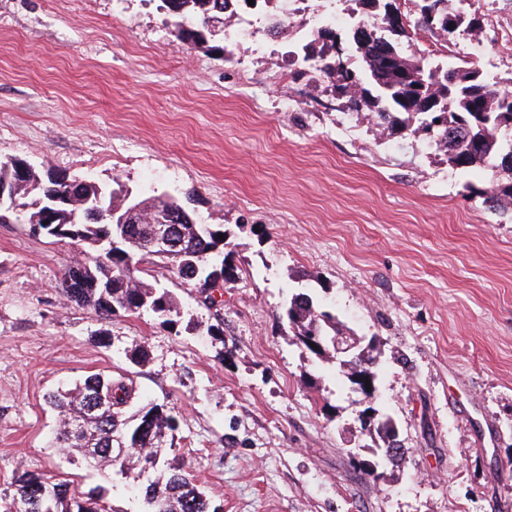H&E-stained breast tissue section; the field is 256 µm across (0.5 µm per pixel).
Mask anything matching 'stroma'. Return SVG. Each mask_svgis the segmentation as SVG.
Masks as SVG:
<instances>
[{
	"instance_id": "obj_1",
	"label": "stroma",
	"mask_w": 512,
	"mask_h": 512,
	"mask_svg": "<svg viewBox=\"0 0 512 512\" xmlns=\"http://www.w3.org/2000/svg\"><path fill=\"white\" fill-rule=\"evenodd\" d=\"M173 31L156 0H0V159L173 195L223 225L238 267L221 331L158 261L203 330L103 320L62 293L75 248L0 224V494L45 472L149 512L131 479L51 446L49 391L127 373L179 420L168 464L223 512H512V205L481 196L490 171L378 135L319 71L294 69L293 39L275 68L251 43ZM299 291L377 341L374 398L289 335L279 315ZM369 409L406 450L373 476L352 465L381 444L361 428Z\"/></svg>"
}]
</instances>
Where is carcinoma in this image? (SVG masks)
<instances>
[{"instance_id":"cac0c4a2","label":"carcinoma","mask_w":512,"mask_h":512,"mask_svg":"<svg viewBox=\"0 0 512 512\" xmlns=\"http://www.w3.org/2000/svg\"><path fill=\"white\" fill-rule=\"evenodd\" d=\"M162 8L179 18L175 23L177 37L188 42L205 39L215 33L209 22L224 17L227 0H162ZM357 6L351 29L355 49L362 65L356 69L337 65L338 34L321 30L303 40L293 56L312 60L319 65L324 79L348 97L356 111L368 109L381 133H409L415 138L433 142L443 151L448 166L466 170L485 166L490 170L509 169L511 180L493 179L481 191L485 201L499 204L512 200V91H496L482 70L472 61L456 59L442 65L407 56L398 48V40L409 37V30L428 31L447 36L459 28L466 32L483 31L480 17L462 12H448V0H431L432 13L424 12L422 0H415V18L420 24L394 25L391 17H401L392 0H353ZM23 159L0 160V182H6L16 196L34 192L33 202L20 203L13 209L0 206V223L21 221L40 224L52 218L47 236L80 248L84 259L69 266L62 281L68 302L92 308L100 318L126 314L151 313L169 322L180 315L178 304L169 291L157 288L145 277L142 264L158 258L175 269L184 283L200 286L204 299L200 305L212 312L215 323L224 324L221 309L208 294L209 279L231 268L224 276L230 281L237 266L229 264L224 252L222 225H208L207 230L190 222L180 225L186 248L194 255L193 263L162 255L152 249L154 226L139 215L129 217L127 224H84L73 215V202L83 199L88 206L100 201L119 208L120 194L85 180L65 183L48 170L41 175L29 170L28 177L17 181V166ZM282 317L288 331L303 336H334L346 333L349 326L336 314L322 308L305 292L294 293L284 307ZM139 398L133 380L123 375L87 376L73 389H58L49 394L51 406L58 411L62 428L56 436L58 447L88 459V449L108 461V468L126 474L131 459L139 471L133 480L139 482L151 512H215L211 499L197 486L193 475L182 469L165 466L160 455L167 433L179 428L173 414L157 404L146 405L129 415L127 408ZM94 400L104 408L87 414L84 425L75 430L65 420L76 410L90 406ZM128 444L123 456L111 452ZM51 493L39 512H111L101 492L82 498L69 494L64 483H53L44 473L27 471L14 483L13 494L0 500L3 512H16L17 500L39 501L43 493Z\"/></svg>"}]
</instances>
